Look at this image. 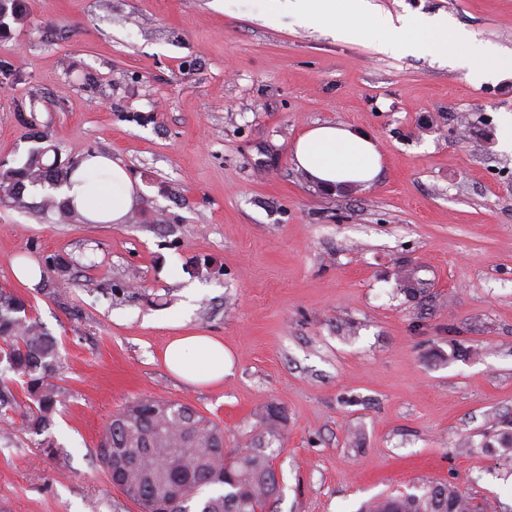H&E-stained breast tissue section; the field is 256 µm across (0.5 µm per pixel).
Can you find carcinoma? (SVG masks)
I'll return each mask as SVG.
<instances>
[{
    "label": "carcinoma",
    "mask_w": 512,
    "mask_h": 512,
    "mask_svg": "<svg viewBox=\"0 0 512 512\" xmlns=\"http://www.w3.org/2000/svg\"><path fill=\"white\" fill-rule=\"evenodd\" d=\"M21 0H0V33L23 19ZM47 147L30 151L20 167L0 166V191L18 196L26 186L57 189L75 164L44 162ZM0 409L18 404L11 379L23 381L29 402L23 421L29 432L48 431L65 389L55 383L54 338L33 317L31 306L0 288ZM100 462L141 512H266L274 498L270 465L281 451L258 441L252 448L224 450V430L184 404L141 398L126 404L99 436ZM361 512H482L479 503L446 483L424 484L417 493L385 495Z\"/></svg>",
    "instance_id": "carcinoma-1"
}]
</instances>
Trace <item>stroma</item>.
Returning a JSON list of instances; mask_svg holds the SVG:
<instances>
[{
    "mask_svg": "<svg viewBox=\"0 0 512 512\" xmlns=\"http://www.w3.org/2000/svg\"><path fill=\"white\" fill-rule=\"evenodd\" d=\"M372 2L369 35L344 40L324 20L265 24L251 0H25L0 36V164L39 133L61 162L121 161L137 200L94 224L37 188L0 196V287L56 339L68 393L48 429L67 466L20 411L0 416V512H139L97 449L139 397L190 406L230 451L279 438L275 512H358L429 480L512 512L493 449L512 433V70L379 47L388 17L443 14L484 58L512 57V0ZM317 123L376 140L371 187L296 169ZM193 334L223 341L222 386L166 368Z\"/></svg>",
    "mask_w": 512,
    "mask_h": 512,
    "instance_id": "obj_1",
    "label": "stroma"
}]
</instances>
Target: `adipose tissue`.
Listing matches in <instances>:
<instances>
[{"instance_id":"ef3b65f1","label":"adipose tissue","mask_w":512,"mask_h":512,"mask_svg":"<svg viewBox=\"0 0 512 512\" xmlns=\"http://www.w3.org/2000/svg\"><path fill=\"white\" fill-rule=\"evenodd\" d=\"M258 16L272 24L284 15L338 21V33L349 40L365 34L372 16L369 0H253ZM418 34L405 41L406 51L454 56L462 37L441 17L420 18ZM291 158L309 179L327 190L371 185L382 168L375 142L341 124L324 123L307 129L290 147ZM59 198L85 219L118 224L136 203L135 182L127 169L111 156L93 154L82 159L63 186ZM167 367L181 379L199 385L224 382V343L211 336L173 339L166 347Z\"/></svg>"}]
</instances>
